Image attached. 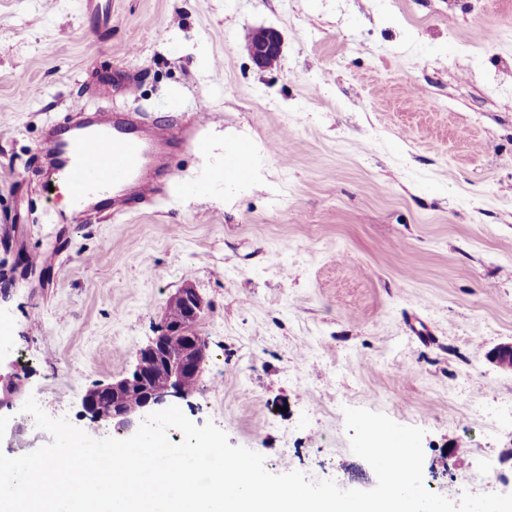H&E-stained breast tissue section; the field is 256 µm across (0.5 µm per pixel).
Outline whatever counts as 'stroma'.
Returning a JSON list of instances; mask_svg holds the SVG:
<instances>
[{
    "instance_id": "35a3bbf8",
    "label": "stroma",
    "mask_w": 512,
    "mask_h": 512,
    "mask_svg": "<svg viewBox=\"0 0 512 512\" xmlns=\"http://www.w3.org/2000/svg\"><path fill=\"white\" fill-rule=\"evenodd\" d=\"M261 27L284 36L266 71ZM202 99L206 148L173 159L187 192L67 217L46 125L78 101L178 123ZM187 284L207 349L177 405L270 473L372 489L360 407L424 430L429 491L512 493V373L486 357L512 342V0H112L104 25L82 0H0V371L84 427L86 391L133 369ZM24 418L0 411L8 456L51 440ZM265 37L257 42H250L248 51L253 63L260 69L269 68V60L279 59L283 52V36L274 27H262Z\"/></svg>"
}]
</instances>
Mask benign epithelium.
<instances>
[{"instance_id": "7a95c632", "label": "benign epithelium", "mask_w": 512, "mask_h": 512, "mask_svg": "<svg viewBox=\"0 0 512 512\" xmlns=\"http://www.w3.org/2000/svg\"><path fill=\"white\" fill-rule=\"evenodd\" d=\"M264 32L262 40L252 42L248 47L253 63L260 69L269 68L270 59L281 57L284 44L278 29L266 27ZM167 304L183 306L192 324L202 318L205 310L202 297L191 285L172 294ZM173 344L182 348L177 359L167 356V348ZM206 348V340L199 333L190 334L179 327L164 325L161 333L139 350L137 363L129 375L86 391L82 400L86 415L98 426H110L118 434L138 428L155 407L172 398H185L194 392L202 375L200 356ZM487 358L499 368L511 372L512 343L495 347L488 352ZM18 393L19 387L14 376L0 373V408L12 406ZM133 394L140 397V406L127 411L123 401Z\"/></svg>"}]
</instances>
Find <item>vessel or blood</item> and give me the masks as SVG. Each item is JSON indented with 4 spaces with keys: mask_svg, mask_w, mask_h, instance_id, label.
I'll return each mask as SVG.
<instances>
[{
    "mask_svg": "<svg viewBox=\"0 0 512 512\" xmlns=\"http://www.w3.org/2000/svg\"><path fill=\"white\" fill-rule=\"evenodd\" d=\"M73 115L49 126L41 155L46 171L67 183L74 214L98 217L132 209L177 182L171 163L174 146L202 148L198 133L208 119L205 103L192 117L173 124L143 122L129 112L73 104Z\"/></svg>",
    "mask_w": 512,
    "mask_h": 512,
    "instance_id": "1",
    "label": "vessel or blood"
}]
</instances>
